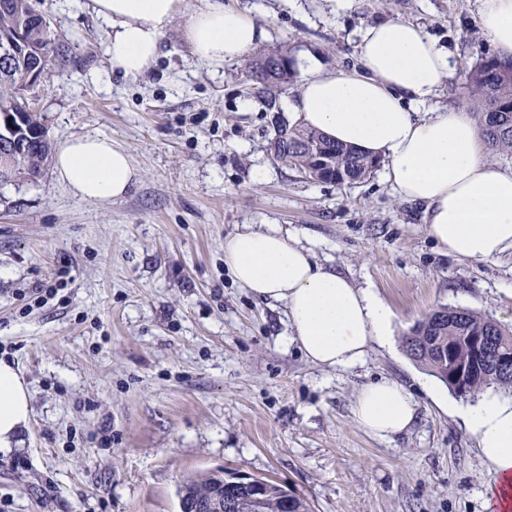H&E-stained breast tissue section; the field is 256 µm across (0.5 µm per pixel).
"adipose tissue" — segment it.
Listing matches in <instances>:
<instances>
[{"label":"adipose tissue","instance_id":"1","mask_svg":"<svg viewBox=\"0 0 512 512\" xmlns=\"http://www.w3.org/2000/svg\"><path fill=\"white\" fill-rule=\"evenodd\" d=\"M110 34L105 54L113 72L143 74L155 62L178 0H91ZM480 27L500 59H512V0H482ZM184 35L198 60L220 67L240 60L264 37L247 13L212 0L190 15ZM361 71H308L288 102L296 121L326 138L381 159L395 196L422 205L425 229L440 251L458 260L489 261L512 250V170L492 162L466 109L434 106L455 62L419 27L389 19L361 33ZM59 179L87 201L124 196L138 172L110 138L71 139L56 154ZM224 262L237 282L263 300L284 304L297 343L313 364L346 370L371 344L394 334V314L371 288L355 286L316 261L294 235L271 226L224 242ZM31 415L29 387L12 363L0 360V453L22 442ZM353 415L370 436L406 432L415 407L390 380L364 386ZM484 466L500 483L512 512V398L484 400L465 415Z\"/></svg>","mask_w":512,"mask_h":512}]
</instances>
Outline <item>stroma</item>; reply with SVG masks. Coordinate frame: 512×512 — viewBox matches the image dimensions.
<instances>
[{
  "instance_id": "obj_1",
  "label": "stroma",
  "mask_w": 512,
  "mask_h": 512,
  "mask_svg": "<svg viewBox=\"0 0 512 512\" xmlns=\"http://www.w3.org/2000/svg\"><path fill=\"white\" fill-rule=\"evenodd\" d=\"M209 0H179L155 64L115 75L90 0H42L69 51L45 73L38 109L53 147L112 138L139 173L125 196L76 197L47 163L0 188V359L29 385L20 449L0 454V512H179L188 477L224 467L278 482L311 512H492L495 478L453 394L402 338L430 311L464 307L512 330V251L442 255L421 206L380 171L351 186L313 181L268 149L275 113L247 60L215 69L184 37ZM256 16L260 52L304 74L360 68V33L418 25L455 70L437 101L472 108L464 70L494 48L480 0H222ZM297 79L280 86L293 98ZM267 224L298 233L320 263L373 288L395 316L391 346L350 371L284 344L282 304L256 299L224 263V240ZM50 294L31 302L33 289ZM388 379L415 405L410 429L376 439L353 418L359 390Z\"/></svg>"
}]
</instances>
